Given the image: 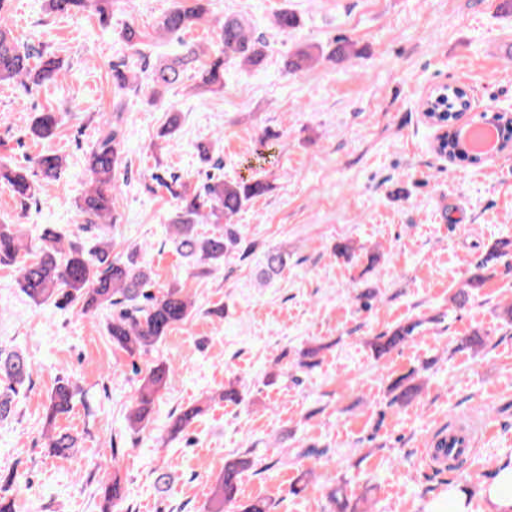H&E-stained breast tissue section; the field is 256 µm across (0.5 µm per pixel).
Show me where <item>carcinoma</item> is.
Masks as SVG:
<instances>
[{
  "label": "carcinoma",
  "instance_id": "carcinoma-1",
  "mask_svg": "<svg viewBox=\"0 0 512 512\" xmlns=\"http://www.w3.org/2000/svg\"><path fill=\"white\" fill-rule=\"evenodd\" d=\"M44 11L53 16L97 14L105 18L112 11V0H43ZM210 13V0H175L173 7L160 17L156 32L160 35L179 36L205 21ZM219 30L221 49L209 53L194 43H182L183 51L173 59L157 64L144 63L147 90L154 102L161 100L172 86L179 84L193 72L194 88L215 91L224 87V71L233 62L258 68L262 66L269 44L248 24L237 17H211ZM274 28L286 35L299 26L298 17L286 8L274 16ZM356 56L353 44L347 40L335 42L325 50L320 46L298 45L282 60V69L289 74L304 71L324 59L341 65ZM67 67L54 53L45 48L19 41L13 37L6 17L0 15V83H15L23 89L56 85ZM112 79L120 90L134 85L136 76L128 69L112 67ZM467 94L448 90L443 105L448 120L461 107L470 106ZM126 104L119 98L113 102L112 112L97 129V137L88 157L90 185L80 198L78 209L83 219L82 231L100 230L114 215L123 169L124 112ZM62 119L53 109L35 111L25 126V135L34 140L51 141L57 137ZM200 161L213 169L222 168L215 156L213 144L197 145ZM448 158L452 161L476 165L482 158L470 155L453 142H448ZM64 170V159L56 152H45L32 160L28 168H10L0 163V185L23 205L37 193L36 177L56 179ZM170 184L181 191L176 211L169 218L171 243L177 253L196 265H204V272L224 266V257L240 248L242 237L230 220L248 202L264 195L269 184L261 179L241 178L226 181L220 176L207 175L205 181L195 185L183 181V176L169 174ZM212 220L215 228L202 232L199 225ZM40 244L28 246L15 224L0 225V264L12 266L22 292L34 303L52 302L60 307L77 310L83 315L111 307L116 310L108 323L112 345L133 356L146 354L160 344L177 326L186 323L195 313L194 301L179 287L153 289L148 268L131 252L126 259L112 257V240L103 238L92 246L47 227L39 237ZM512 252V240L505 239L490 246L468 277L467 290L480 288L496 270L499 259ZM287 264V257L279 251L265 254L263 274L270 278L279 274ZM420 323L412 321L398 325L379 336L373 343L377 356L382 357L403 344L415 334ZM172 367L166 363L148 369L141 379L129 409V425L142 429L150 422V414L160 390L165 386ZM32 365L17 351L0 350V378L9 381L7 391H0V417L9 414L11 393L31 377ZM410 373L396 379L390 386L392 402L407 404L420 392ZM74 397L73 385L66 381L58 385L49 398L45 428L50 447L59 455H67L77 448V438L69 433L55 431L57 415L65 413ZM202 408L191 404L170 415L168 432L176 437L184 433L196 420ZM246 458L235 457L224 461V472L219 476L209 512H225L226 505L236 500L240 474L249 467Z\"/></svg>",
  "mask_w": 512,
  "mask_h": 512
}]
</instances>
